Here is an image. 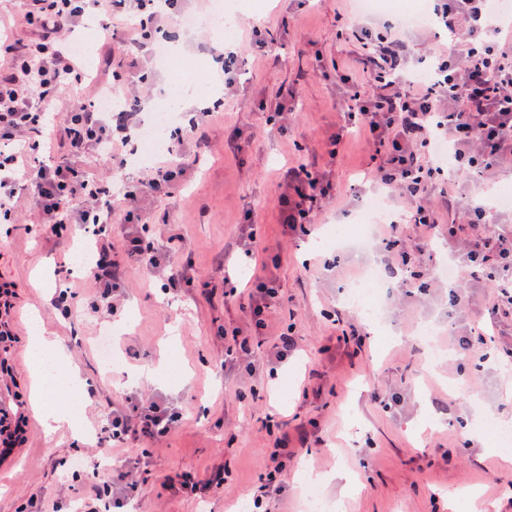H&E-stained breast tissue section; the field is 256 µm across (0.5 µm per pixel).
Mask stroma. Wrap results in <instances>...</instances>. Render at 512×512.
I'll use <instances>...</instances> for the list:
<instances>
[{"label": "stroma", "instance_id": "obj_1", "mask_svg": "<svg viewBox=\"0 0 512 512\" xmlns=\"http://www.w3.org/2000/svg\"><path fill=\"white\" fill-rule=\"evenodd\" d=\"M236 11L231 47L241 48L260 22L272 31L270 52L262 57L241 48L234 95L202 128L201 141L176 142L157 155L181 164L177 188L144 201L149 237L160 244L180 238L173 259L194 283L179 300L150 271L131 269L120 309L110 314L89 271L73 265L72 249L86 238L82 225L45 240L37 208L24 194L16 202L19 220L0 222V284L13 292L11 358L0 386L8 385L10 406L26 420L23 441L0 454V512H23L33 500L46 512H73L116 461L143 476L133 512H235L238 502L257 497L262 504L250 512H303L305 475L321 480L333 504L339 495L324 478L339 470L358 483L351 499L340 500L345 512H448L446 497L458 489L483 493L499 512H512V454L485 428L488 420L512 417V313L499 318L501 336L475 343V356L457 348L491 302V282L463 273V310L443 285L424 294L389 288L374 321L342 301L345 286L376 262L373 246L351 239L330 251L315 246L336 225L353 223L377 194L368 178L371 148L354 138L330 143L348 105L335 74L359 51L350 35L337 33L339 20H363L353 0H237ZM174 35L183 60L221 88L208 52L217 36L199 29ZM281 93L289 96L284 127L272 120ZM233 141L242 145L235 154L228 149ZM301 164L325 172L335 188L310 236L285 230L276 207L282 168ZM247 224L279 259L273 274L285 305L254 337L249 365L230 366L219 332L244 326L245 314L241 299L225 298L224 278L249 287L253 268L237 257ZM63 289L77 314L57 306ZM36 313L66 349L68 366L93 385L94 396L80 401L82 434L66 426L52 436L41 429L28 361ZM426 322L447 349L436 364L418 338ZM285 332L294 345L280 360ZM104 337L138 374L136 385L113 386L95 346ZM172 364L180 378L162 380ZM135 397L179 412L180 426L156 443L131 441L109 457H88L108 414ZM270 415L288 436V463L281 491L265 495ZM181 471L210 481L209 490L199 496L165 484V475Z\"/></svg>", "mask_w": 512, "mask_h": 512}]
</instances>
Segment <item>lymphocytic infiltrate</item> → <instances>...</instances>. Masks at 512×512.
<instances>
[{"label":"lymphocytic infiltrate","instance_id":"obj_1","mask_svg":"<svg viewBox=\"0 0 512 512\" xmlns=\"http://www.w3.org/2000/svg\"><path fill=\"white\" fill-rule=\"evenodd\" d=\"M178 0H18V23L31 32L19 42L0 36V216L15 215L18 191H26L42 217L46 237L58 235L62 225L86 224L95 237L98 259L92 278L102 289L100 298L116 309L123 272L106 262L112 250L113 174L127 165L125 145L141 125L147 101L139 92L142 57L155 51L157 36L165 34ZM497 0H437L430 18L448 36L445 48L427 59V79L411 66L412 49L400 35L356 30L361 45L355 71H342L341 83L353 86L341 134L362 132L380 157L371 170L372 181L406 202V210L384 227L379 242L381 264L398 287H419L431 260L432 239L447 233L463 240L460 253L451 254L449 267L483 268L496 288L482 322L484 333H497L500 309L512 308V228L491 223V212L469 204L467 221L441 227L431 202L441 179L465 176L485 188L489 173L512 161V15L499 14ZM107 16L100 40L107 51L130 54L126 68L103 80L87 73L70 36L87 11ZM93 88L91 99L77 89ZM65 113H57L61 98ZM66 141L65 161L43 163L36 156L45 146L49 124ZM446 146L450 169L435 165L431 155ZM105 160L109 178L88 176L83 158ZM176 171L163 166L144 169L137 182L125 184L124 221L127 264L162 274L169 287L192 284L184 270L173 269L167 252L145 239L141 225L150 216L140 202L148 193H172ZM278 212L289 231L312 224L320 200L333 186L324 173L298 165L287 167L280 183ZM414 225L419 237L407 244L405 228ZM244 307L246 325L227 337L230 359L250 354L251 338L265 327L269 314L284 303L275 277L253 275ZM179 417L158 402L134 401L131 408L112 414L114 441H157L168 435Z\"/></svg>","mask_w":512,"mask_h":512}]
</instances>
